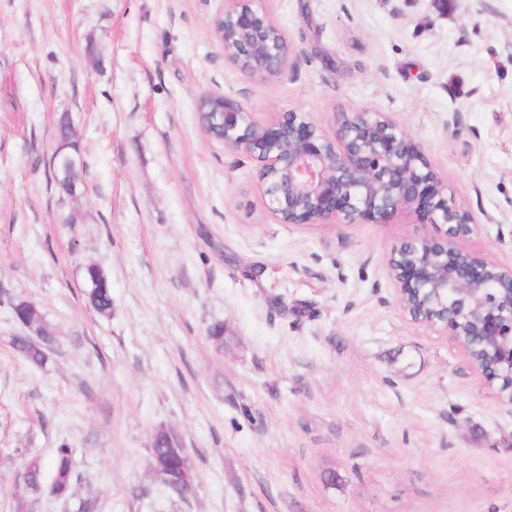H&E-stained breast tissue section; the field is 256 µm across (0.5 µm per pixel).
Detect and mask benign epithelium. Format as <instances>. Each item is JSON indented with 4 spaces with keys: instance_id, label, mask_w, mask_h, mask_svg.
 Returning <instances> with one entry per match:
<instances>
[{
    "instance_id": "1",
    "label": "benign epithelium",
    "mask_w": 512,
    "mask_h": 512,
    "mask_svg": "<svg viewBox=\"0 0 512 512\" xmlns=\"http://www.w3.org/2000/svg\"><path fill=\"white\" fill-rule=\"evenodd\" d=\"M224 26V55L250 76L282 72L285 33L255 0H225L213 27ZM218 141L261 166L269 209L281 224H380L406 210L425 224H446V239L402 244L388 259L402 312L415 324L452 336L487 387L512 403V266L464 252L457 241L478 231L472 215L452 206L420 144L380 113L340 112L335 136L303 113L266 124L242 103L221 97ZM475 334L492 345L498 379L471 355Z\"/></svg>"
}]
</instances>
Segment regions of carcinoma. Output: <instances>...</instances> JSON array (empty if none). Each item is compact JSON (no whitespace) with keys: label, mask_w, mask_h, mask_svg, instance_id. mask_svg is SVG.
<instances>
[{"label":"carcinoma","mask_w":512,"mask_h":512,"mask_svg":"<svg viewBox=\"0 0 512 512\" xmlns=\"http://www.w3.org/2000/svg\"><path fill=\"white\" fill-rule=\"evenodd\" d=\"M58 139L65 142L71 151L78 152V143L74 139V131L69 114L64 113L58 121ZM51 180L59 193L72 197L74 193L82 192L83 180L80 166L67 167L62 163L50 165ZM84 282L99 278L101 286L86 288L84 293L91 308L101 316L108 317L112 313V286L107 275L95 264H88L83 270ZM24 317L31 321L40 334V338L15 334L9 344L20 356L36 367L44 366L49 355L45 348L56 344V332L46 320L42 310L33 302L24 310ZM76 451L66 444L60 445L50 460L45 461L38 456L28 459L24 467L27 483L22 494L26 500H37L44 492L56 497L65 496L79 476L76 471ZM153 474L160 483L166 487L195 483L192 463L185 461V457H177L166 448L165 437L158 436L150 449ZM51 469L53 480L51 484L45 483V471Z\"/></svg>","instance_id":"1"}]
</instances>
